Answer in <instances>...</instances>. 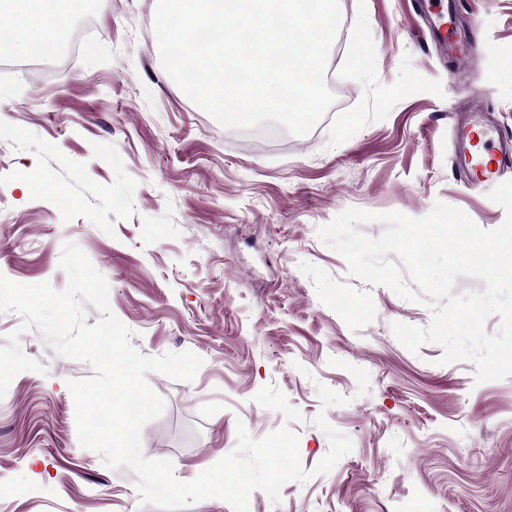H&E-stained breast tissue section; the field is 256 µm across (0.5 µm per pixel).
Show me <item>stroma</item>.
I'll return each instance as SVG.
<instances>
[{"instance_id": "1", "label": "stroma", "mask_w": 512, "mask_h": 512, "mask_svg": "<svg viewBox=\"0 0 512 512\" xmlns=\"http://www.w3.org/2000/svg\"><path fill=\"white\" fill-rule=\"evenodd\" d=\"M344 30L326 81L335 103L304 136L261 147L222 128L165 73L156 0H92L74 50L25 74L0 64V274L65 289L78 245L143 355L191 351L190 382L151 373L165 401L142 449L189 481L235 450L237 424L262 439L297 433L304 468L328 452L317 414L351 453L325 475L254 492L250 512H512V377L474 382V364L408 351L395 321L423 305L351 276L317 229L349 208L420 218L441 201L492 230L504 208L452 167L465 90L512 136V0H445L430 27L412 0H340ZM478 36L450 56L449 32ZM37 186H29L30 174ZM21 317L0 314V346L43 367L0 399V512H158L137 477L80 447L68 380L92 376ZM368 370L371 390L332 359ZM349 399L322 408L318 385Z\"/></svg>"}]
</instances>
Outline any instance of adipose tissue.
Instances as JSON below:
<instances>
[{"instance_id": "obj_1", "label": "adipose tissue", "mask_w": 512, "mask_h": 512, "mask_svg": "<svg viewBox=\"0 0 512 512\" xmlns=\"http://www.w3.org/2000/svg\"><path fill=\"white\" fill-rule=\"evenodd\" d=\"M88 0H0V16H10V37L0 54H49L56 38L82 12Z\"/></svg>"}]
</instances>
